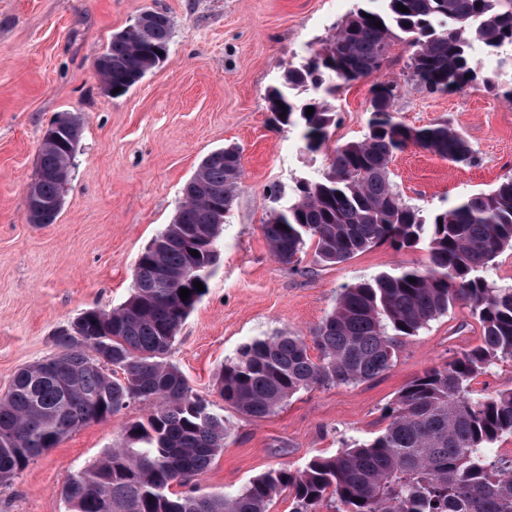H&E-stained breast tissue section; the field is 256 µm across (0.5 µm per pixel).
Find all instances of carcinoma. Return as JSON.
Listing matches in <instances>:
<instances>
[{
  "mask_svg": "<svg viewBox=\"0 0 512 512\" xmlns=\"http://www.w3.org/2000/svg\"><path fill=\"white\" fill-rule=\"evenodd\" d=\"M378 2L379 8L352 11L320 50L289 66L268 92L275 125L298 131L308 153L329 140L335 115L329 97L379 72L397 40L412 48L411 79L431 94L461 91L479 79L496 84V76L479 75L469 49L474 40L491 49L512 46V0ZM150 15L146 39L112 36L101 74L106 93L124 95L168 52L170 19L156 10ZM401 90L395 81L373 86L364 136L337 147L319 178L297 181L291 202L282 203L281 187L268 189L262 232L271 254L294 268L312 241L325 265L380 244L396 250L425 244L429 264L345 286L310 340L283 332L242 345L219 373L217 388L224 403L263 419L302 390L371 381L392 367L404 339L460 302L481 326L478 345L402 388L387 408V425L371 440L347 444L301 470L270 469L233 492H171L211 464L229 433L224 414L193 393L167 360L179 327L204 295L184 273L195 266L197 280L207 285L241 184L240 150L224 147L201 161L194 174L200 189L139 255L128 299L110 312H81L56 333L58 352L20 370L0 398V483L65 434L137 401L156 409L127 423L111 448L66 482L70 512H267L285 490L291 512H322L328 505L333 512H512V459L490 448L512 436V390L478 396L471 388L492 366L512 360V285L498 287L484 276L512 249V177L429 216L408 204L390 179L395 153L415 145L455 163L472 164L476 156L446 120L422 128L399 121L394 105ZM76 121L56 129L57 141L42 140L36 184L44 200L56 199L68 183L82 129L81 117ZM182 288L190 291L186 300Z\"/></svg>",
  "mask_w": 512,
  "mask_h": 512,
  "instance_id": "cac0c4a2",
  "label": "carcinoma"
}]
</instances>
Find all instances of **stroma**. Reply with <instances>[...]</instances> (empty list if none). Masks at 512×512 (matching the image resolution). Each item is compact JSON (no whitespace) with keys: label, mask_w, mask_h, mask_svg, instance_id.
Returning <instances> with one entry per match:
<instances>
[{"label":"stroma","mask_w":512,"mask_h":512,"mask_svg":"<svg viewBox=\"0 0 512 512\" xmlns=\"http://www.w3.org/2000/svg\"><path fill=\"white\" fill-rule=\"evenodd\" d=\"M359 0H0V397L18 371L55 353L53 336L81 312L118 307L129 297L136 261L170 224L200 161L227 146L241 152L243 180L217 249L207 290L178 329L168 355L193 392L223 406L230 434L223 451L191 480L202 492L230 491L269 469L304 468L343 442L367 441L386 425L385 408L408 382L476 346L481 327L456 305L401 347L379 378L297 393L255 420L224 406L217 374L238 349L288 331L310 335L342 287L402 265L425 266L426 246L381 245L337 265L306 253L298 269L270 254L261 226L267 190H291L329 165L332 148L367 129L372 87L401 81L398 120L413 127L448 120L476 161L463 166L409 146L389 165L404 199L429 214L512 176V48L475 46L493 88L430 94L406 82L411 49L395 42L382 70L341 86L326 150L301 148L277 130L268 91L284 71L320 50ZM171 20L169 52L123 96L104 92L95 57L145 10ZM67 112L84 125L53 224L27 220L43 134ZM135 402L66 434L7 485L0 512H69L65 481L92 465L130 421L152 412Z\"/></svg>","instance_id":"obj_1"}]
</instances>
